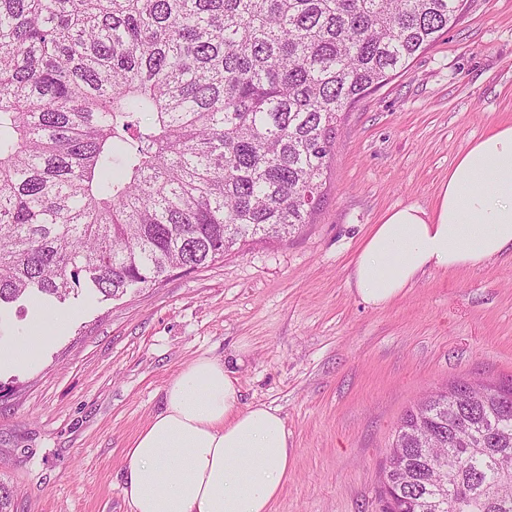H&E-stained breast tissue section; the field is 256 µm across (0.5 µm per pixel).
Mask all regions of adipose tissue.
I'll list each match as a JSON object with an SVG mask.
<instances>
[{
    "label": "adipose tissue",
    "mask_w": 512,
    "mask_h": 512,
    "mask_svg": "<svg viewBox=\"0 0 512 512\" xmlns=\"http://www.w3.org/2000/svg\"><path fill=\"white\" fill-rule=\"evenodd\" d=\"M512 251V123L469 142L430 209L404 205L369 229L349 282L383 308L429 270H477ZM291 452L278 409L242 405L222 361L200 356L163 389L125 451L131 512H271Z\"/></svg>",
    "instance_id": "ef3b65f1"
}]
</instances>
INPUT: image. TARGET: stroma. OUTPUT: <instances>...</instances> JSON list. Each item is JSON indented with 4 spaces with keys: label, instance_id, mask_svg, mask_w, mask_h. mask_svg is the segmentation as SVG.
I'll return each mask as SVG.
<instances>
[{
    "label": "stroma",
    "instance_id": "stroma-1",
    "mask_svg": "<svg viewBox=\"0 0 512 512\" xmlns=\"http://www.w3.org/2000/svg\"><path fill=\"white\" fill-rule=\"evenodd\" d=\"M512 122V0L458 21L345 112L310 224L117 299L80 295L23 367L0 368L6 512H130L124 452L202 355L242 404L279 409L292 471L272 512H379V466L420 395L512 378V254L424 273L384 308L348 282L372 224L427 209L468 142Z\"/></svg>",
    "mask_w": 512,
    "mask_h": 512
}]
</instances>
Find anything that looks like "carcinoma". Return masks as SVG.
I'll return each mask as SVG.
<instances>
[{"instance_id":"cac0c4a2","label":"carcinoma","mask_w":512,"mask_h":512,"mask_svg":"<svg viewBox=\"0 0 512 512\" xmlns=\"http://www.w3.org/2000/svg\"><path fill=\"white\" fill-rule=\"evenodd\" d=\"M462 0H0V309L310 223L341 116ZM400 418L382 512H512V379Z\"/></svg>"}]
</instances>
